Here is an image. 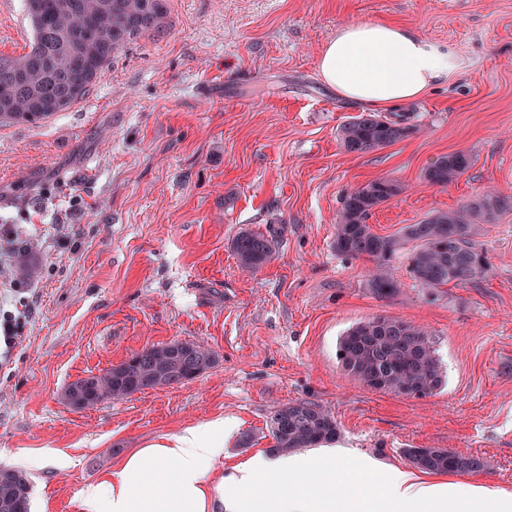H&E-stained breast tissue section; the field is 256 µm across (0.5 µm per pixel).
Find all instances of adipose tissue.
<instances>
[{
  "label": "adipose tissue",
  "instance_id": "ef3b65f1",
  "mask_svg": "<svg viewBox=\"0 0 512 512\" xmlns=\"http://www.w3.org/2000/svg\"><path fill=\"white\" fill-rule=\"evenodd\" d=\"M464 61L448 43L388 22L341 26L319 57L325 84L369 109L395 110L447 83ZM223 419L188 427L125 457L81 493L82 512H512V491L463 481L429 483L345 449L257 456L211 484L224 455Z\"/></svg>",
  "mask_w": 512,
  "mask_h": 512
}]
</instances>
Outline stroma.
<instances>
[{
  "mask_svg": "<svg viewBox=\"0 0 512 512\" xmlns=\"http://www.w3.org/2000/svg\"><path fill=\"white\" fill-rule=\"evenodd\" d=\"M16 0H0V54L26 53ZM169 26L118 53L90 92L36 125L0 123V314L23 319L0 348V466L27 471L31 512H80L82 490L123 457L184 427L231 421L213 468L267 455V420L306 400L334 416L347 466L410 469L409 448L489 460L448 481L512 488V212L475 227L490 270L465 287L422 288L407 254L388 297L372 262L337 253L342 196L386 177L400 193L368 222L394 235L476 194H512V0H168ZM355 20L395 21L449 43L460 74L406 113L412 135L345 152L361 108L319 76V54ZM471 167L426 181L438 157ZM276 236L242 270L239 232ZM426 328L445 382L413 398L367 388L337 359L356 323ZM216 356L193 381L76 410L66 387L153 345ZM251 434L250 447L239 439ZM472 159L469 154L459 151L441 156L426 170V180L435 185L445 186L454 182L470 166Z\"/></svg>",
  "mask_w": 512,
  "mask_h": 512,
  "instance_id": "stroma-1",
  "label": "stroma"
}]
</instances>
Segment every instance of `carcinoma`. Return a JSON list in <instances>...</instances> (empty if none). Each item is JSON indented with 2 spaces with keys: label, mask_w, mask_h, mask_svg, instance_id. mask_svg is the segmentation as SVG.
Returning a JSON list of instances; mask_svg holds the SVG:
<instances>
[{
  "label": "carcinoma",
  "mask_w": 512,
  "mask_h": 512,
  "mask_svg": "<svg viewBox=\"0 0 512 512\" xmlns=\"http://www.w3.org/2000/svg\"><path fill=\"white\" fill-rule=\"evenodd\" d=\"M32 40L19 57L0 55V123L5 120L37 123L69 109L87 95L97 75L118 51L142 38L164 32L167 0H23ZM407 117L393 119L362 112L339 130L344 151L362 154L381 149L414 133ZM469 154L459 151L441 156L426 170V180L446 186L470 166ZM400 192L386 177L377 178L346 192L341 199L335 249L352 258L373 262L370 288L380 296L396 292L392 261L406 245H412L410 271L423 287L437 290L458 287L483 279L490 264L474 241L477 224H491L512 211V195L497 191L479 194L463 207L435 213L418 224H408L397 236L376 234L367 219L372 210ZM232 249L241 265L254 272L275 254L273 237L243 231ZM363 323L351 327L339 343L342 369L356 382L374 390L426 397L443 382V368L430 334L403 320L385 317L370 338L357 335ZM216 362L214 352L202 344L170 342L143 349L128 360L99 375L72 383L74 408L89 409L143 390L145 381L172 386L192 381ZM272 445L278 454L308 448L336 439V420L322 406L305 400L288 402L269 418ZM410 462L432 473L475 472L471 457L444 448L427 450L425 462L419 449L407 450ZM0 484V512H30L32 484Z\"/></svg>",
  "instance_id": "cac0c4a2"
}]
</instances>
